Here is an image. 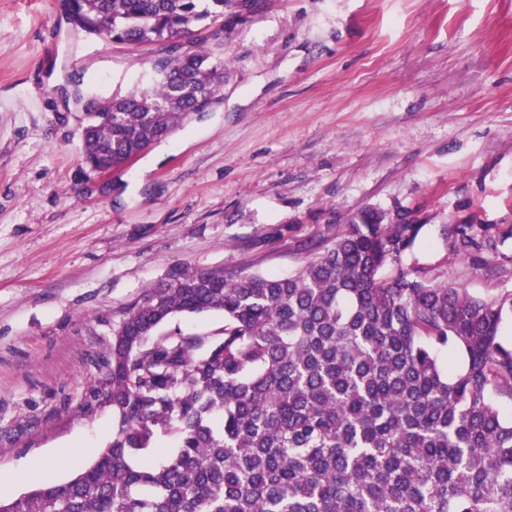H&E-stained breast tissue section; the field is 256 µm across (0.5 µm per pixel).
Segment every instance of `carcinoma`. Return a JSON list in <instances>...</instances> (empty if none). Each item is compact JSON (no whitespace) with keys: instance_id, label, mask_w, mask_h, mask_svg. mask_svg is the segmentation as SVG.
Segmentation results:
<instances>
[{"instance_id":"carcinoma-1","label":"carcinoma","mask_w":512,"mask_h":512,"mask_svg":"<svg viewBox=\"0 0 512 512\" xmlns=\"http://www.w3.org/2000/svg\"><path fill=\"white\" fill-rule=\"evenodd\" d=\"M266 0H61L76 34L160 45L142 86L81 130L92 170L123 169L219 102L224 13ZM423 228L366 208L288 278L175 267L122 313L93 396L112 442L0 512H512V292L403 264ZM443 240L468 249L464 226ZM220 311L218 336H170ZM174 452L154 462L159 448Z\"/></svg>"}]
</instances>
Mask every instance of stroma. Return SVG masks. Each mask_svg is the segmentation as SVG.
Listing matches in <instances>:
<instances>
[{
    "label": "stroma",
    "mask_w": 512,
    "mask_h": 512,
    "mask_svg": "<svg viewBox=\"0 0 512 512\" xmlns=\"http://www.w3.org/2000/svg\"><path fill=\"white\" fill-rule=\"evenodd\" d=\"M157 51L0 0V475L64 482L109 445L113 330L172 268L283 278L377 207L422 224L412 257L449 283L512 291V0H267L228 25L213 111L100 176L66 77L124 93Z\"/></svg>",
    "instance_id": "obj_1"
}]
</instances>
